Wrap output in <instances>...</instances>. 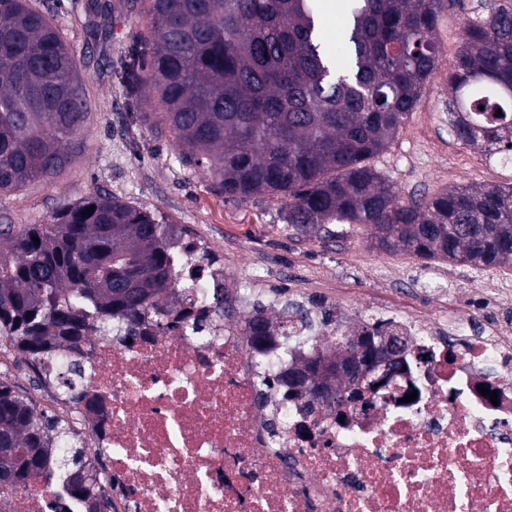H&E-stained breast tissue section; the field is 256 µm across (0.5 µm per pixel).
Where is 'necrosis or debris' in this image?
<instances>
[{"instance_id": "1", "label": "necrosis or debris", "mask_w": 512, "mask_h": 512, "mask_svg": "<svg viewBox=\"0 0 512 512\" xmlns=\"http://www.w3.org/2000/svg\"><path fill=\"white\" fill-rule=\"evenodd\" d=\"M213 252L183 239L174 327L89 337L81 390L97 410L45 397L102 450L114 512H512L511 332L467 313L269 299L256 270L219 304ZM258 306L290 313L260 343L243 331ZM379 323L407 339L388 386L339 407L288 397L279 376ZM0 512L85 507L37 479L0 485Z\"/></svg>"}]
</instances>
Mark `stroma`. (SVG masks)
<instances>
[{
  "mask_svg": "<svg viewBox=\"0 0 512 512\" xmlns=\"http://www.w3.org/2000/svg\"><path fill=\"white\" fill-rule=\"evenodd\" d=\"M112 2L115 9L106 18L87 14L86 0H61L50 11L74 55L91 118L72 165L53 182L0 196V222L16 228L46 224L62 202L108 192L208 237L239 263H260L269 288L281 297L330 290L360 308L375 300L465 308L488 278L512 281L511 265L488 269L380 251L358 226L335 240L300 237L282 219L287 198L216 194L205 171L179 161L171 134L132 122L113 69L120 52L133 47L137 28L130 0ZM483 12L480 0L443 2L436 27L439 71L389 147L371 160L396 201L461 185L512 184L511 163L488 166L482 149L459 140L448 122V77L462 30Z\"/></svg>",
  "mask_w": 512,
  "mask_h": 512,
  "instance_id": "35a3bbf8",
  "label": "stroma"
}]
</instances>
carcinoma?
<instances>
[{"instance_id": "obj_1", "label": "carcinoma", "mask_w": 512, "mask_h": 512, "mask_svg": "<svg viewBox=\"0 0 512 512\" xmlns=\"http://www.w3.org/2000/svg\"><path fill=\"white\" fill-rule=\"evenodd\" d=\"M146 34L119 57L116 78L153 111L134 119L168 130L180 160L221 195L288 196L283 217L302 235L356 224L385 252L476 267L512 265V186L454 187L394 202L367 161L387 147L438 70L434 30L442 0H341L344 68L324 49V0H145ZM451 125L467 143L512 157V9L490 4L466 22L449 76ZM501 115H496V111ZM469 112V121L460 113ZM90 118L74 57L29 0H0V194L65 171ZM93 213L86 216L87 208ZM177 225L110 194L61 205L0 244V343L34 359L80 355L85 336L145 321L163 327L176 284ZM39 242H34V239ZM274 322L257 308L256 340ZM352 337L311 362L333 368ZM88 449L63 421L0 381V483L53 479L86 512H108L86 477Z\"/></svg>"}]
</instances>
